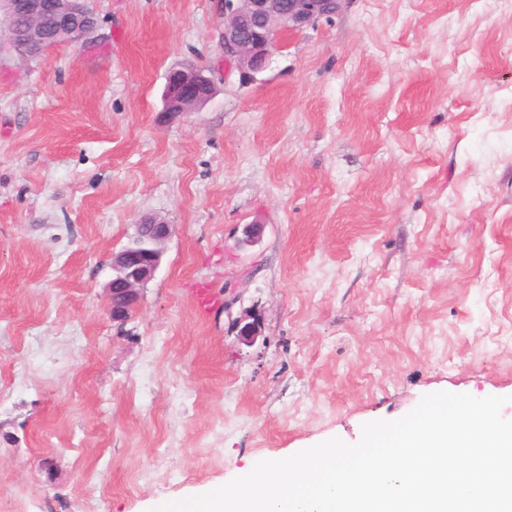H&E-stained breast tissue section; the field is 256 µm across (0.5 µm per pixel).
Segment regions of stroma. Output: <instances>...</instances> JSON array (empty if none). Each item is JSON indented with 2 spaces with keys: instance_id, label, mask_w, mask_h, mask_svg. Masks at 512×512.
<instances>
[{
  "instance_id": "stroma-1",
  "label": "stroma",
  "mask_w": 512,
  "mask_h": 512,
  "mask_svg": "<svg viewBox=\"0 0 512 512\" xmlns=\"http://www.w3.org/2000/svg\"><path fill=\"white\" fill-rule=\"evenodd\" d=\"M92 7V43L0 62V512H152L429 393L512 395V9L345 0L244 81L219 0ZM189 66L216 93L168 115ZM146 216L173 233L120 331ZM205 87L207 97L198 89ZM215 94V84L209 71L203 68L180 67L169 71L163 94L164 112L175 115L205 105ZM172 225L156 218H145L135 225L130 242L112 255V279L106 286L107 312L122 330L141 300L144 285L160 266ZM121 295L124 305L113 299ZM238 340L243 344H253L261 335V322L258 316L250 311H245L232 322Z\"/></svg>"
}]
</instances>
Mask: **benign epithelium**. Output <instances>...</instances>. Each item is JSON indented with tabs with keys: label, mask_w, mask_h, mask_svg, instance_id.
<instances>
[{
	"label": "benign epithelium",
	"mask_w": 512,
	"mask_h": 512,
	"mask_svg": "<svg viewBox=\"0 0 512 512\" xmlns=\"http://www.w3.org/2000/svg\"><path fill=\"white\" fill-rule=\"evenodd\" d=\"M344 0H223L224 64H232L240 78L262 72L279 34L301 30L328 19ZM8 52L34 58L46 50L47 31L67 29L74 41H86L96 31L97 20L87 0H9ZM215 94L209 71L180 67L169 71L163 94V111L175 115L205 105ZM172 225L145 218L135 225L130 242L112 254V279L106 286L107 312L123 329L141 300L144 285L160 266ZM238 340L250 345L261 335V322L250 311L233 321Z\"/></svg>",
	"instance_id": "benign-epithelium-1"
}]
</instances>
